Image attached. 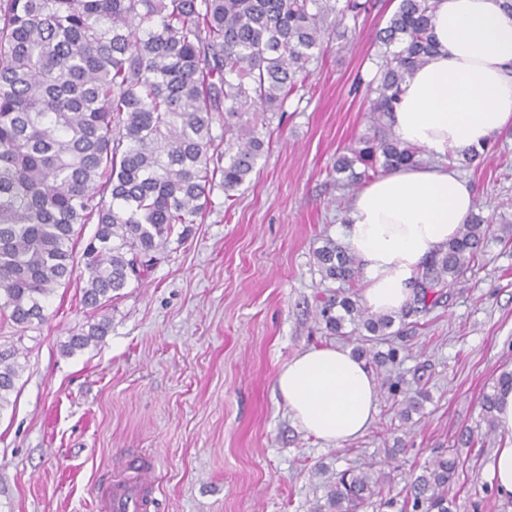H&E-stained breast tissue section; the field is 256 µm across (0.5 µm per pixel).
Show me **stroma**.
Listing matches in <instances>:
<instances>
[{
	"label": "stroma",
	"instance_id": "stroma-1",
	"mask_svg": "<svg viewBox=\"0 0 512 512\" xmlns=\"http://www.w3.org/2000/svg\"><path fill=\"white\" fill-rule=\"evenodd\" d=\"M399 0H369L349 45L333 44L280 112L254 113L271 137L232 199L215 192L184 242H170L145 282L104 312L112 329L73 355L61 346L87 321L76 287L59 289L40 329L20 348L13 406L0 412V512H96L102 482L128 459L152 462L158 512H311L325 476L350 465L383 468L400 447L390 495L425 461L456 453L451 512H512L490 479L503 444L488 432L482 395L512 369V128L481 163L453 162L471 185L488 234L474 267L439 306L395 321V363L374 373L373 425L334 446L303 431L275 389L301 350L340 343L317 318L322 302L351 295L324 279L314 257L340 240L353 193L333 165L369 131L366 83L376 32ZM427 395L401 421L394 397Z\"/></svg>",
	"mask_w": 512,
	"mask_h": 512
}]
</instances>
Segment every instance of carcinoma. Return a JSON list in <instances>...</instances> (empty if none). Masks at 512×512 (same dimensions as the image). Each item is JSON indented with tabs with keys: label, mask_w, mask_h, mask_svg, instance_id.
<instances>
[{
	"label": "carcinoma",
	"mask_w": 512,
	"mask_h": 512,
	"mask_svg": "<svg viewBox=\"0 0 512 512\" xmlns=\"http://www.w3.org/2000/svg\"><path fill=\"white\" fill-rule=\"evenodd\" d=\"M365 8L363 0H0V319L20 333L38 328L77 272L81 304L94 313L147 279L214 190L229 199L250 180L265 141L247 115L282 111L333 38L348 37L346 18ZM434 8L435 0H400L376 33L384 51L367 85L373 134L337 158L346 188L419 162L420 148L392 134L390 117L435 52ZM88 224L94 232L78 252ZM485 233L482 216L467 217L425 263L401 317L428 311L460 283ZM315 258L326 279L360 274L361 260L333 240ZM320 315L336 333L347 322L363 327L371 343L395 322L349 297L324 301ZM111 324L104 316L71 333L62 352L102 341ZM20 371L18 350H1L0 411ZM509 389L505 370L483 396L490 432ZM456 468L451 457L429 460L407 482L400 512H451ZM388 479L350 467L313 512H359Z\"/></svg>",
	"instance_id": "obj_1"
}]
</instances>
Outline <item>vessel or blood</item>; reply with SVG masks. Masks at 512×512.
<instances>
[{
  "mask_svg": "<svg viewBox=\"0 0 512 512\" xmlns=\"http://www.w3.org/2000/svg\"><path fill=\"white\" fill-rule=\"evenodd\" d=\"M151 469V464L142 462L113 479L101 493L102 512H148L156 501Z\"/></svg>",
  "mask_w": 512,
  "mask_h": 512,
  "instance_id": "obj_1",
  "label": "vessel or blood"
}]
</instances>
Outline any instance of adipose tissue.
Listing matches in <instances>:
<instances>
[{
    "label": "adipose tissue",
    "instance_id": "1",
    "mask_svg": "<svg viewBox=\"0 0 512 512\" xmlns=\"http://www.w3.org/2000/svg\"><path fill=\"white\" fill-rule=\"evenodd\" d=\"M502 2L438 0L437 51L391 115L396 138L434 162L370 181L343 228L346 246L363 262L361 301L370 311L401 312L423 262L473 211L474 193L449 170L448 155L481 148L512 126V14ZM275 385L299 427L324 442L356 439L375 420L377 384L349 347L301 351L283 364Z\"/></svg>",
    "mask_w": 512,
    "mask_h": 512
}]
</instances>
